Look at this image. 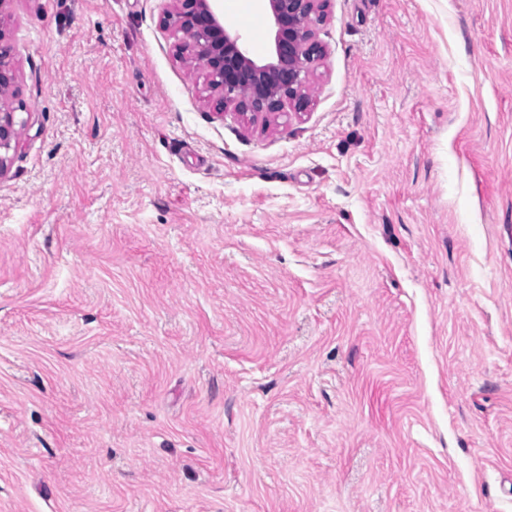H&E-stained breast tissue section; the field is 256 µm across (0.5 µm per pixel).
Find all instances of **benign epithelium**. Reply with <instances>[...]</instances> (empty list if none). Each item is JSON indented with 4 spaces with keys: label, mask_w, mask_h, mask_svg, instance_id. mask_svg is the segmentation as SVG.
<instances>
[{
    "label": "benign epithelium",
    "mask_w": 512,
    "mask_h": 512,
    "mask_svg": "<svg viewBox=\"0 0 512 512\" xmlns=\"http://www.w3.org/2000/svg\"><path fill=\"white\" fill-rule=\"evenodd\" d=\"M161 19L179 41L177 54L202 71L216 115L232 111L252 123L292 106L306 110L310 77L324 55L319 26L326 21L328 0H263L272 25L267 58L253 59L246 40L224 26L223 0H171ZM17 82L10 47L0 28V151L15 140L14 112L4 101Z\"/></svg>",
    "instance_id": "7a95c632"
}]
</instances>
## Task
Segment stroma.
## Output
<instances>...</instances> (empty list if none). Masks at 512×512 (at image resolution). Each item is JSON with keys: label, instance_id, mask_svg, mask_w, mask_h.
Returning a JSON list of instances; mask_svg holds the SVG:
<instances>
[{"label": "stroma", "instance_id": "35a3bbf8", "mask_svg": "<svg viewBox=\"0 0 512 512\" xmlns=\"http://www.w3.org/2000/svg\"><path fill=\"white\" fill-rule=\"evenodd\" d=\"M169 0H12L0 512H512V0H329L216 118Z\"/></svg>", "mask_w": 512, "mask_h": 512}]
</instances>
